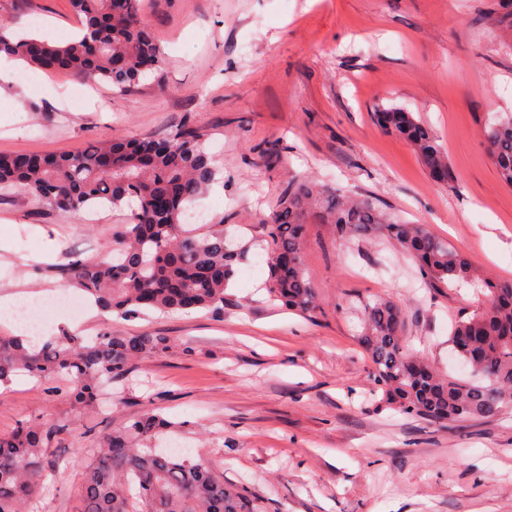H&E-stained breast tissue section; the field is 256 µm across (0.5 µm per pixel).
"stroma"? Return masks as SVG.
<instances>
[{"mask_svg": "<svg viewBox=\"0 0 512 512\" xmlns=\"http://www.w3.org/2000/svg\"><path fill=\"white\" fill-rule=\"evenodd\" d=\"M498 0H144L160 47L154 74L119 91L76 90L71 76L19 64L0 74V154L64 155L94 140L160 137L185 122L209 134L221 172L196 205L249 244L224 312L124 318L84 304L49 310L45 332L150 333L166 349L112 383V405L81 410L22 377L0 388V434L19 420L60 425L29 512H80L94 435L155 410L173 422L158 447L190 449L266 512H512V402L461 425L393 410L359 346L366 302L394 301L408 344L457 379L455 320L482 307L467 285L437 284L384 229L338 236L309 220L308 315L258 295L268 282L265 224L289 180L369 196L425 225L494 282H512V187L482 143L486 119L512 113V29L490 26ZM0 20L53 43L79 23L70 0H0ZM413 112L448 155L435 183L403 138L373 118ZM126 221L64 216L22 192L0 195V297L66 288L69 254L108 258Z\"/></svg>", "mask_w": 512, "mask_h": 512, "instance_id": "stroma-1", "label": "stroma"}]
</instances>
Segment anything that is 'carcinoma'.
<instances>
[{"instance_id": "carcinoma-1", "label": "carcinoma", "mask_w": 512, "mask_h": 512, "mask_svg": "<svg viewBox=\"0 0 512 512\" xmlns=\"http://www.w3.org/2000/svg\"><path fill=\"white\" fill-rule=\"evenodd\" d=\"M83 20L79 34L60 45L28 35L12 39L0 24V52L41 71H62L123 91L159 65V46L142 19L141 0H71ZM376 120L403 137L433 178L450 177L448 158L431 131L412 113L383 108ZM482 140L500 181L512 186V115H494ZM208 135L186 124L162 138L95 142L67 155H0V191L21 189L63 214L93 208L129 209V222L114 240L112 257L73 259L62 271L98 306L122 317L146 311L224 312V291L244 255L231 247L222 224H189V204L216 181L218 167ZM318 214L336 232L354 236L376 225L434 282L467 284L486 298L471 316L457 320L449 342L474 378L439 374L405 349L401 309L384 298L365 308L362 336L373 377L386 403L423 419L464 423L489 420L512 396V284L475 274L468 260L423 224H407L373 202L311 182L285 190L268 227L273 245L270 297L305 314L317 307L302 253L306 219ZM167 337L106 332L89 339L76 333L51 336L27 348L16 336H0V387L28 376L43 384L69 381L81 407H94L102 388L124 377L134 362L166 348ZM173 425L145 412L98 438V451L83 480L82 512H263V501L224 484V474L188 455L151 447ZM59 428L21 420L0 435V512H26L48 464Z\"/></svg>"}]
</instances>
